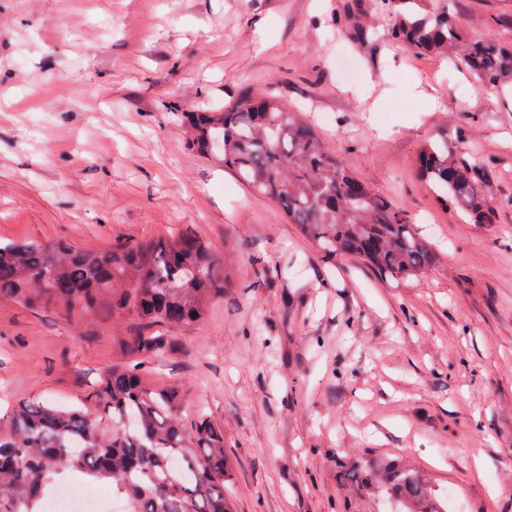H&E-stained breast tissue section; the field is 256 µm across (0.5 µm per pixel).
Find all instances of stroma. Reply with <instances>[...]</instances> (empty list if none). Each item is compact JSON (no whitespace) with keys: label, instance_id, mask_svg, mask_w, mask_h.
I'll return each instance as SVG.
<instances>
[{"label":"stroma","instance_id":"1","mask_svg":"<svg viewBox=\"0 0 512 512\" xmlns=\"http://www.w3.org/2000/svg\"><path fill=\"white\" fill-rule=\"evenodd\" d=\"M348 0H0V243L85 250L189 230L224 295L142 370L224 428L235 512H343L337 456L400 454L462 512H512V91L329 26ZM512 48V0H446ZM271 93L403 209L438 262L381 279L325 264L279 205L187 133L188 112ZM331 113L334 124L320 120ZM466 126L496 220L442 208L420 149ZM129 318L0 300V414L77 402L126 358ZM480 472H473V463Z\"/></svg>","mask_w":512,"mask_h":512}]
</instances>
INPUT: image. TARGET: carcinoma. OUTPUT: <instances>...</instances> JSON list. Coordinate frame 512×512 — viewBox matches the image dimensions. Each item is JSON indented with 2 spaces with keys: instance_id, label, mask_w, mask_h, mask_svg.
Wrapping results in <instances>:
<instances>
[{
  "instance_id": "obj_1",
  "label": "carcinoma",
  "mask_w": 512,
  "mask_h": 512,
  "mask_svg": "<svg viewBox=\"0 0 512 512\" xmlns=\"http://www.w3.org/2000/svg\"><path fill=\"white\" fill-rule=\"evenodd\" d=\"M385 35L417 53L441 55L491 87H512V49L466 35L438 0H375ZM191 142L219 146L224 167L279 204L323 260L362 259L387 281L405 282L437 263L431 243L375 187L357 179L314 129L276 97L240 96L221 113L189 117ZM442 132L420 151L418 170L436 201L475 224H492L485 193L491 170ZM224 295V266L185 230L171 239L117 242L105 251L53 244H0V299L128 316L141 329L126 344L131 360L112 366L79 406L23 401L0 418V512H48L50 488L65 472L112 484L127 512H233L224 494L232 465L224 429L201 413L178 415L176 386L142 382L146 360L178 349L176 334L201 323ZM336 478L396 512H448L446 490L396 454L336 457Z\"/></svg>"
}]
</instances>
